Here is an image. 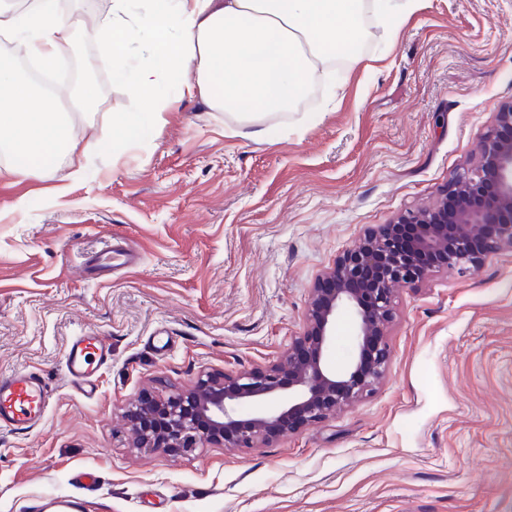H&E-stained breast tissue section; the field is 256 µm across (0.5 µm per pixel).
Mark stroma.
I'll return each instance as SVG.
<instances>
[{
    "mask_svg": "<svg viewBox=\"0 0 512 512\" xmlns=\"http://www.w3.org/2000/svg\"><path fill=\"white\" fill-rule=\"evenodd\" d=\"M368 30L264 138L185 99L120 150L106 131L137 109L124 70L142 44L118 63L84 46L100 105L84 173L56 157L0 179V374L56 392L37 427L0 428V512H512V251L397 289L382 386L322 422L260 448L129 442L142 396L276 360L317 276L432 204L512 101V0H417ZM114 237L137 263L87 270ZM88 332L112 350L89 397L64 379Z\"/></svg>",
    "mask_w": 512,
    "mask_h": 512,
    "instance_id": "35a3bbf8",
    "label": "stroma"
}]
</instances>
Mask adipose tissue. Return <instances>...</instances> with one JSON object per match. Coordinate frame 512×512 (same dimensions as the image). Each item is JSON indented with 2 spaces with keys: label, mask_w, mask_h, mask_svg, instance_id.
<instances>
[{
  "label": "adipose tissue",
  "mask_w": 512,
  "mask_h": 512,
  "mask_svg": "<svg viewBox=\"0 0 512 512\" xmlns=\"http://www.w3.org/2000/svg\"><path fill=\"white\" fill-rule=\"evenodd\" d=\"M127 0H112L110 14L84 26L85 37L122 59L141 38L144 53L129 82L139 112L113 116L124 140L140 129V113L161 117L178 98H200L209 107L254 125L306 94L331 61V48L351 50L369 31L365 0H150L148 13L131 21ZM0 34L20 39L27 56L53 67L71 46V25L56 0H31L24 11L0 7ZM177 80L176 97L158 90L160 75ZM57 97L21 81L0 60V177L33 175L34 157L75 159L79 108L61 112Z\"/></svg>",
  "instance_id": "adipose-tissue-1"
}]
</instances>
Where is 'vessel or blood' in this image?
Returning <instances> with one entry per match:
<instances>
[{
    "label": "vessel or blood",
    "instance_id": "vessel-or-blood-1",
    "mask_svg": "<svg viewBox=\"0 0 512 512\" xmlns=\"http://www.w3.org/2000/svg\"><path fill=\"white\" fill-rule=\"evenodd\" d=\"M133 253L120 243H112L96 258V265L112 268L131 264ZM112 360V351L98 336L75 337L64 356L68 378L88 394L95 391V374ZM54 390L38 375L17 371L0 376V426L14 430L33 428L50 406Z\"/></svg>",
    "mask_w": 512,
    "mask_h": 512
}]
</instances>
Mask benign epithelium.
I'll return each instance as SVG.
<instances>
[{"label": "benign epithelium", "instance_id": "7a95c632", "mask_svg": "<svg viewBox=\"0 0 512 512\" xmlns=\"http://www.w3.org/2000/svg\"><path fill=\"white\" fill-rule=\"evenodd\" d=\"M401 224L416 229L412 253L396 246ZM506 249L512 250V103L495 113L476 162L448 182L436 204L367 229L357 248L316 278L303 330L277 361L221 377L203 372L188 387L137 401L127 414L133 447L256 448L328 418L384 380L394 287H414L441 268L473 273ZM421 254L433 263L421 264ZM342 314L351 318L354 351L337 372L325 355ZM246 402L257 409L242 419L237 408Z\"/></svg>", "mask_w": 512, "mask_h": 512}]
</instances>
